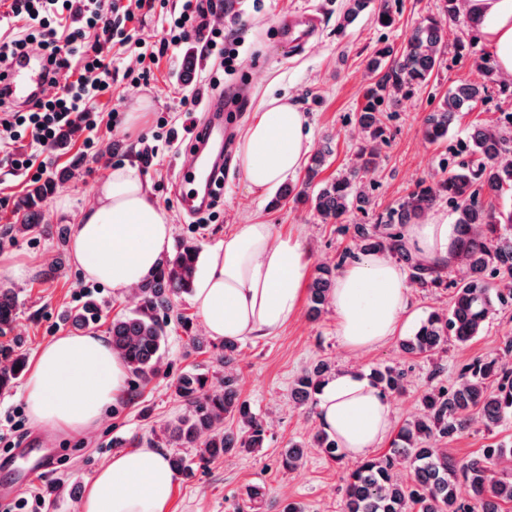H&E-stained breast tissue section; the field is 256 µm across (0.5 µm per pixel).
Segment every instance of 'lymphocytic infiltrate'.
Returning a JSON list of instances; mask_svg holds the SVG:
<instances>
[{
	"mask_svg": "<svg viewBox=\"0 0 512 512\" xmlns=\"http://www.w3.org/2000/svg\"><path fill=\"white\" fill-rule=\"evenodd\" d=\"M155 0H133L132 6L121 5L120 0H13L11 11L16 21L24 25L19 38L0 44V59L8 58L15 50L28 44H38L45 52L52 81L60 91L47 100H36L26 111L7 110L0 113V136L17 137L19 131H28L32 140L43 148H51L63 127H95L88 107L92 95L105 92L109 65L102 54L106 42L128 44L132 35L126 24L135 14L151 13ZM223 0H182L177 14L172 15L167 36L161 49L194 43L201 56L218 60L220 67L235 69L238 58L231 47L232 28H217L212 19L223 14ZM70 18L75 28L66 41H59L57 27L63 18ZM100 30L101 37L93 42H82L83 27ZM79 44L85 72L97 74L99 80L87 85L84 79H72L69 57L72 44Z\"/></svg>",
	"mask_w": 512,
	"mask_h": 512,
	"instance_id": "1",
	"label": "lymphocytic infiltrate"
}]
</instances>
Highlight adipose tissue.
<instances>
[{
	"label": "adipose tissue",
	"instance_id": "1",
	"mask_svg": "<svg viewBox=\"0 0 512 512\" xmlns=\"http://www.w3.org/2000/svg\"><path fill=\"white\" fill-rule=\"evenodd\" d=\"M498 73L512 74V0H468ZM243 178L263 194L301 168L311 148L303 112L280 96L255 113L240 137ZM403 236L426 266L454 260V226L439 214L408 224ZM172 224L137 169L111 168L96 201L80 213L72 237L76 263L86 276L117 290L137 285L170 246ZM308 278L300 238L277 235L273 225L251 222L206 251L193 301L217 339L277 335L300 310ZM329 303L336 337L352 351H368L400 334L410 294L401 270L371 254L339 272ZM126 366L102 337L65 335L44 344L24 396L34 423L81 433L97 424L124 391ZM316 420L347 457L365 459L392 428L388 395L359 373L331 375L317 398ZM175 475L163 453L131 448L95 472L78 512H169Z\"/></svg>",
	"mask_w": 512,
	"mask_h": 512
}]
</instances>
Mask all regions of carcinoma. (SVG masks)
I'll use <instances>...</instances> for the list:
<instances>
[{
	"label": "carcinoma",
	"mask_w": 512,
	"mask_h": 512,
	"mask_svg": "<svg viewBox=\"0 0 512 512\" xmlns=\"http://www.w3.org/2000/svg\"><path fill=\"white\" fill-rule=\"evenodd\" d=\"M464 0H444L442 15L426 16L413 27L396 50L384 44L375 50L367 69L375 81L367 88L364 102L355 120L367 137L358 162L349 173L322 181L319 175L332 153L325 141L310 156L303 184L298 190L286 185L273 206L293 199L311 207L326 224H337L352 210L364 211L370 205L365 190L356 188L361 174L377 169V141L385 133L383 105L386 100L407 95L425 84L441 63L448 26L459 22ZM371 10L382 27L393 23L387 0H345L343 19L350 22ZM484 85L461 84L448 92L439 109L428 113L423 135L432 143L448 138V130L459 113L469 112L484 98ZM466 158L449 166L448 174L409 193L396 207L380 215L373 225L353 226L355 246L362 252L383 251L403 262L410 280L420 288L444 285L441 269L427 267L414 258L405 244L400 228L420 220L439 201L453 207L455 219V259L465 269V276L451 284L454 292L450 306L432 312L402 343L408 354L436 353L452 338L466 344L479 336L491 314L498 307L512 304V210L497 209L493 200L512 190V113L504 112L491 123L471 126L465 144ZM67 170L58 178L31 186L20 211L17 232L33 231L38 224L37 207L54 191L56 185L69 180ZM344 253L335 263L317 266L307 286L308 313L317 318L328 303L336 271L347 258ZM198 248L189 243L163 259L135 291L137 307L128 316L112 319L108 336L112 349L124 360L131 374L141 380L156 375L165 348L166 327L176 318L188 325L187 318L174 313V299L192 292L197 275ZM17 314L15 296L10 288H0V337L9 336ZM99 305L91 300L70 314L71 325L84 330L97 323ZM237 346L226 339L220 362L224 376L213 382L205 374L185 371L175 379L176 395L187 411L163 427L162 437L153 448L174 447L166 455L172 471L189 478L194 474L191 461L177 452L179 448H201L209 461L226 455L249 452L262 447L266 435L260 418L250 402L241 398L230 366ZM27 367V357L7 339L0 342V392L11 389ZM331 365L319 361L301 373L293 383L295 400L308 403L316 399ZM372 380L388 392L404 388V373L394 368H375ZM423 411L407 419L400 427L393 448L387 453L359 461L349 472L343 512H502L512 503V446L491 443L477 456L457 459L439 439L453 438L473 423L487 430L512 420V367L499 357H478L467 364L458 381L450 388L433 386L421 397ZM232 414L242 423L240 430H224V416ZM311 447L319 448L329 458L340 461L343 453L334 440L319 432ZM306 455V446L290 443L283 449L279 465L297 469ZM413 469L408 482L398 472L403 465ZM465 484L468 498L459 496V484Z\"/></svg>",
	"instance_id": "obj_1"
}]
</instances>
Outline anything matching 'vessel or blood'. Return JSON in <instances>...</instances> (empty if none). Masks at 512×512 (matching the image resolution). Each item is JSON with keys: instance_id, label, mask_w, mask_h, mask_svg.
I'll use <instances>...</instances> for the list:
<instances>
[{"instance_id": "vessel-or-blood-1", "label": "vessel or blood", "mask_w": 512, "mask_h": 512, "mask_svg": "<svg viewBox=\"0 0 512 512\" xmlns=\"http://www.w3.org/2000/svg\"><path fill=\"white\" fill-rule=\"evenodd\" d=\"M319 19L316 14L299 11L282 18L279 23L278 49L288 52L303 48L314 36ZM51 82L47 76L46 58L42 53L23 49L0 62V90L11 104L29 103L44 97ZM230 101L214 97L205 118L192 134L188 160L177 171L175 193L182 209L190 215L207 210L213 202L219 183L218 172L234 146V134L224 123V109Z\"/></svg>"}]
</instances>
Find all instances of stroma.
<instances>
[{
	"instance_id": "35a3bbf8",
	"label": "stroma",
	"mask_w": 512,
	"mask_h": 512,
	"mask_svg": "<svg viewBox=\"0 0 512 512\" xmlns=\"http://www.w3.org/2000/svg\"><path fill=\"white\" fill-rule=\"evenodd\" d=\"M176 2L163 0L154 13L136 16L129 24L134 44L105 46L110 87L91 101L98 126L87 133L77 132L66 148L51 147L49 175L69 169L75 175L44 198L39 205L37 229L25 235L11 233L10 226L17 219L18 204L32 179L15 168L14 160L36 152L37 147L27 136L11 144L0 143V287L17 293L13 335L21 340L28 360H35L40 347L54 337L73 334L66 316L82 306V289H94L101 303L102 317L93 329L96 335H106L112 318L128 314L135 307L129 292L88 278L74 263L70 247L60 246L56 238L58 228H74L81 209L93 203L94 190L109 167L127 164L138 169L154 199L171 217L173 244L190 242L203 251L239 225L256 219L274 225L279 234L300 237L313 266L352 249L351 234L339 232L337 225L323 223L308 206L287 201L275 207L272 194L250 192L236 157L224 173V198L212 223H193L173 193L174 177L191 142L189 128L195 118L182 102L214 88L223 89L225 84L244 81L251 96L237 114L235 127L240 130L269 98L288 95L305 115L313 146L330 138L332 154L321 177L336 178L354 166L365 140L354 114L372 80L367 71L369 57L380 41L396 45L403 42L418 20L441 14L444 5L443 0H390L395 23L384 28L369 14L341 26L344 0H235L234 9L240 16L235 36L240 47L233 73H224L215 61L200 60L198 51L188 46L168 49L150 65L140 84H132L126 73L141 68L138 43L159 46ZM302 9L318 15L316 37L297 54L273 56L272 38L280 17ZM467 32L466 24L450 26L449 44L438 73L427 85L388 104L392 118L380 145L379 165L363 180L370 195V209L365 213L352 211L350 223H371L373 212L396 205L420 182L440 174L441 159L451 156L472 122L512 110V100L499 92L503 77L486 80L477 57L457 55L454 44ZM483 82L488 85L487 99L473 111L461 114L446 142H427L423 119L436 109L448 90ZM141 97L150 103L145 120L134 128L125 126V112L131 111ZM89 138L94 141L90 148L85 145ZM64 196L73 202L67 212L56 206ZM15 263L28 266L25 279L17 280L6 273V266ZM443 275L445 287L410 286L412 317L403 336L367 352H351L339 344L336 315L329 307L314 321L306 311H299L278 335L239 341L234 373L242 398L251 402L263 421L266 442L254 453L232 454L209 464L198 462L197 449H187V456L196 461L195 475L176 476L169 512H248L245 491L252 485L265 489L264 512H281L288 502L300 504L304 512H342L345 478L355 461L347 457L336 462L311 447L318 430L316 407L294 401L292 382L319 360L330 362L338 371L363 374L378 365L403 370L405 390L390 396L392 426L397 429L420 411L419 397L432 385L454 383L461 366L474 358L502 356L503 338L512 336V306L498 309L482 335L469 343L449 342L434 355L411 357L402 352L403 337L412 336L430 312L448 306L449 284L460 280L464 270L454 263L444 269ZM175 309L187 315L192 326L185 330L169 325L159 373L146 382L127 377L122 395L88 432L48 434L29 427L31 445L54 456L53 469L18 481L12 470L0 468V484L16 483L20 497L43 493L46 512H78L88 480L116 453L113 441L149 440L154 430L183 415L185 406L173 387L177 375L187 369L208 374L218 371L222 342L208 335L191 295L177 299ZM199 338L204 339V347L196 346ZM292 441L309 444L306 460L296 470L279 469L276 460ZM493 441L512 444V424L490 431L473 424L449 441L447 448L453 456L465 459Z\"/></svg>"
}]
</instances>
